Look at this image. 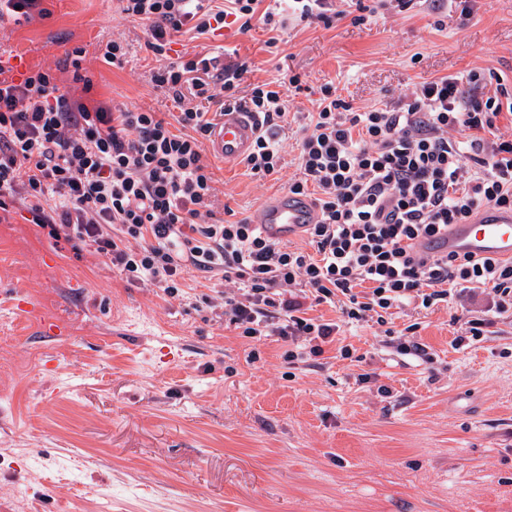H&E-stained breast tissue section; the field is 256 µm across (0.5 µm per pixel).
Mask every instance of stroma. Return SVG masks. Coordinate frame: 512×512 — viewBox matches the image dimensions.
<instances>
[{"label":"stroma","mask_w":512,"mask_h":512,"mask_svg":"<svg viewBox=\"0 0 512 512\" xmlns=\"http://www.w3.org/2000/svg\"><path fill=\"white\" fill-rule=\"evenodd\" d=\"M43 5L49 17L6 24L0 50L52 69L61 92L88 82L91 100L169 118L144 27L116 0ZM364 5L374 16L354 24ZM471 7L468 18L449 9L439 31L425 0L402 13L343 0L327 23L184 33L173 48L240 65L238 96L297 74L307 90L291 111L311 110L327 83L361 111L476 69L511 85L512 0ZM115 38L128 45L119 65L100 55ZM283 151L267 178L212 158L225 221L287 193L295 142ZM223 288L194 272L171 297L20 213L0 222V512H512V311L488 290L396 310L393 329L415 325L428 358L400 354L368 322L291 365L288 342L240 336L208 303ZM20 294L35 297L33 314L17 309ZM477 318L481 340L455 346ZM344 345L357 360L340 358Z\"/></svg>","instance_id":"35a3bbf8"}]
</instances>
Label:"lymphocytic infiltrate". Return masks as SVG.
<instances>
[{"label":"lymphocytic infiltrate","instance_id":"1","mask_svg":"<svg viewBox=\"0 0 512 512\" xmlns=\"http://www.w3.org/2000/svg\"><path fill=\"white\" fill-rule=\"evenodd\" d=\"M146 28L159 63L156 87L178 110L88 104L61 93L48 70L18 71L0 58V212L25 211L50 238L90 250L127 280L178 294L190 273H221L224 315L241 336L310 342L322 355L341 325H386L394 308L429 309L477 284L512 308V260L431 254L425 241L479 211L512 210V91L494 74L442 76L364 112L324 84L310 112L289 113L299 76L235 94L237 69L213 59L171 58L180 33L275 32L288 17L326 20L330 0H119ZM252 113L260 133L244 164L280 172L286 130L298 147L290 194L309 196L320 219L307 247L265 237L254 220L216 216L217 180L204 154L212 122L202 102ZM466 140H456L457 132ZM340 310L341 322L308 317L306 303Z\"/></svg>","mask_w":512,"mask_h":512}]
</instances>
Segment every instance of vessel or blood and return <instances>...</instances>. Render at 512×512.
<instances>
[{"mask_svg":"<svg viewBox=\"0 0 512 512\" xmlns=\"http://www.w3.org/2000/svg\"><path fill=\"white\" fill-rule=\"evenodd\" d=\"M258 134V124L250 113L227 111L211 130L208 150L224 161H236L248 155ZM317 219L316 209L306 198L284 194L262 209L258 222L266 237L285 240ZM436 251L512 260V211L488 209L471 223L450 226L438 236Z\"/></svg>","mask_w":512,"mask_h":512,"instance_id":"vessel-or-blood-1","label":"vessel or blood"}]
</instances>
